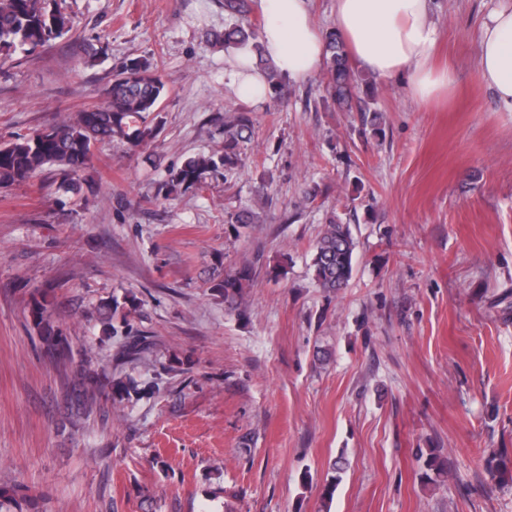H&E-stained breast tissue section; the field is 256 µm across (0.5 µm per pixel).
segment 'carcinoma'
Masks as SVG:
<instances>
[{"label": "carcinoma", "mask_w": 512, "mask_h": 512, "mask_svg": "<svg viewBox=\"0 0 512 512\" xmlns=\"http://www.w3.org/2000/svg\"><path fill=\"white\" fill-rule=\"evenodd\" d=\"M224 12L227 15L224 32L215 35L216 41L224 44L226 49L255 51L271 92L284 94L282 77L263 57L261 23L249 17L247 0H224ZM46 13L42 0H0V66L17 50L43 47L70 30V17L57 10L52 13L53 28H48L44 21ZM325 42L327 91L336 108L342 111L349 107L356 90L363 87L368 93L373 84L352 69L336 32H326ZM163 91L164 85L150 61L127 60L113 75L112 91L107 93L104 103L76 113L70 120L49 128L46 134L38 131L0 144V186L26 181L45 166L55 165L61 177L59 189L67 193L77 192L76 176L86 168L95 144L117 137L136 149L155 137L156 128L149 125L148 118L157 111ZM252 127V119L246 112L224 115V152L188 158L181 167L168 172L164 187L196 189L212 175L242 167ZM355 248L350 223L337 215L330 218L314 246L312 263L317 287L335 293L347 286L353 272ZM250 277L251 272L244 269L235 276L215 281L212 288L232 303ZM32 313L47 357L64 367L71 364V345L51 320L47 304L34 299ZM131 390L133 387L122 381L109 382L104 387L92 384L86 390V398L92 404L104 391L114 399L130 395ZM489 474L500 484L512 483V461L504 456L490 459ZM25 499L26 487L21 484L1 488L0 510L6 505L17 507Z\"/></svg>", "instance_id": "obj_1"}]
</instances>
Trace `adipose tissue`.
<instances>
[{
    "instance_id": "obj_1",
    "label": "adipose tissue",
    "mask_w": 512,
    "mask_h": 512,
    "mask_svg": "<svg viewBox=\"0 0 512 512\" xmlns=\"http://www.w3.org/2000/svg\"><path fill=\"white\" fill-rule=\"evenodd\" d=\"M256 7L263 19L264 53L280 74L296 83L316 75L323 64L324 35L313 22L310 0H256ZM432 12V0H336V31L367 72L405 79L415 98L430 100L455 84L452 67L432 63L439 40ZM477 63L484 85L512 112V0L483 20ZM224 75L241 99H267L266 76L248 51L227 59Z\"/></svg>"
}]
</instances>
